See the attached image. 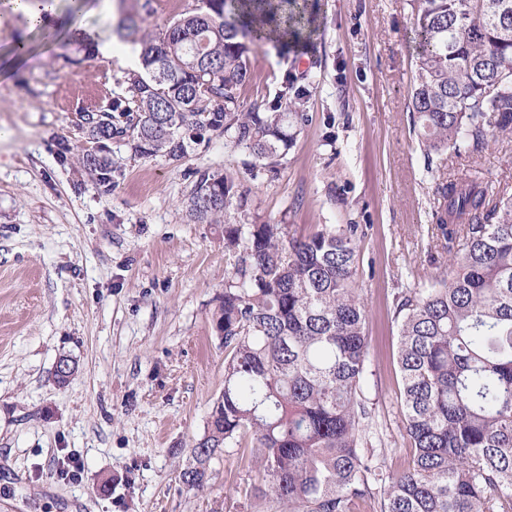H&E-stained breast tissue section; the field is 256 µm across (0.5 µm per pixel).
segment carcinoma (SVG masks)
<instances>
[{"label": "carcinoma", "instance_id": "1", "mask_svg": "<svg viewBox=\"0 0 512 512\" xmlns=\"http://www.w3.org/2000/svg\"><path fill=\"white\" fill-rule=\"evenodd\" d=\"M158 34L120 11L114 32L140 46L129 97L87 111L102 142L81 163L112 186V140L137 157L185 155L222 131L260 160L285 152L307 121L302 91L265 112L239 111L249 53L264 37L298 39L300 0H201ZM418 52L411 110L427 160L487 137L512 138V0H411ZM237 190L228 174H199L189 216L216 224ZM436 227L463 232L450 277L401 292L397 360L408 470L388 475L367 433L372 371L367 312L356 285L358 224L307 236L285 225H224L234 257L213 319L224 344V393L192 448L181 482L202 490L217 452L250 438L268 483V512H512V198L491 197L483 173L438 188Z\"/></svg>", "mask_w": 512, "mask_h": 512}]
</instances>
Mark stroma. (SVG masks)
Listing matches in <instances>:
<instances>
[{"mask_svg": "<svg viewBox=\"0 0 512 512\" xmlns=\"http://www.w3.org/2000/svg\"><path fill=\"white\" fill-rule=\"evenodd\" d=\"M126 0L144 30L161 33L198 0ZM315 31L301 43L254 45L241 111L264 107L287 78L306 90L308 120L266 165L223 133L180 159L138 158L111 145L112 187L79 163L90 142L78 112L127 98L118 58L85 56L57 28L0 23V57L16 37L30 51L0 69V512H263L255 456L217 454L213 480L180 481L224 390V347L213 315L233 259L224 226L242 219L308 234L358 224L357 285L368 319L381 461L411 464L397 364L396 293L449 273L432 235L438 185L480 167L491 193L512 196V139L426 164L408 109L415 75L409 0H307ZM229 174L246 208L218 224L185 211L196 174ZM75 374L58 385L55 366ZM76 456L80 478L56 470Z\"/></svg>", "mask_w": 512, "mask_h": 512, "instance_id": "stroma-1", "label": "stroma"}]
</instances>
